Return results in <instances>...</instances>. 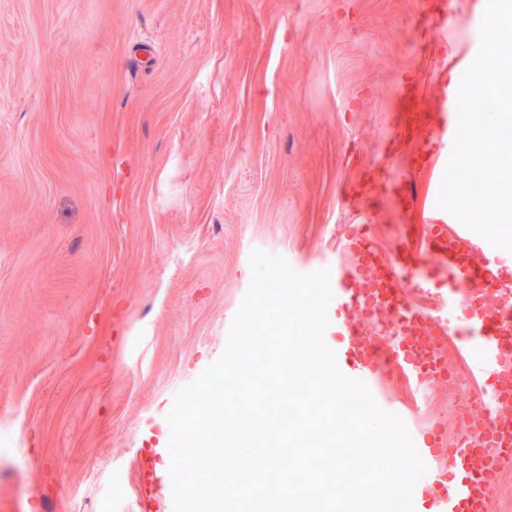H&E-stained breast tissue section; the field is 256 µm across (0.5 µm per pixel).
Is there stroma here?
<instances>
[{
	"instance_id": "obj_1",
	"label": "stroma",
	"mask_w": 512,
	"mask_h": 512,
	"mask_svg": "<svg viewBox=\"0 0 512 512\" xmlns=\"http://www.w3.org/2000/svg\"><path fill=\"white\" fill-rule=\"evenodd\" d=\"M480 8L0 0V512H118L137 427L222 356L253 250L309 269L436 205L444 165L383 146L402 79L432 91ZM352 157L417 209L354 208ZM474 389H434L449 441Z\"/></svg>"
}]
</instances>
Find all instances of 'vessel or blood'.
<instances>
[{"instance_id":"vessel-or-blood-1","label":"vessel or blood","mask_w":512,"mask_h":512,"mask_svg":"<svg viewBox=\"0 0 512 512\" xmlns=\"http://www.w3.org/2000/svg\"><path fill=\"white\" fill-rule=\"evenodd\" d=\"M454 85L440 82L427 98L418 82L406 79L396 103L393 142L401 147L422 142L421 170L447 159L457 129ZM351 203L393 200L401 211L414 201L402 185L355 171L345 185ZM421 225H404L399 243L383 249L370 225L341 240L340 255L325 262L333 298L328 306V345L341 372L366 383L378 405L399 414L427 466L413 493L414 512H490L501 477L512 472V428L487 430L488 415L512 420V313L498 301L501 287L512 284V253L474 238L470 229L446 211L423 210ZM361 287H353L354 279ZM383 311L416 328L430 345L421 352L411 340L385 345L367 339L364 315ZM462 359L476 385L479 412L460 419L461 439L449 443L433 424L421 421L429 394L443 380L449 355ZM395 380L412 403L398 407L381 392V376ZM167 444L151 449L135 476L137 512H174L164 496L146 507L145 494L171 483Z\"/></svg>"}]
</instances>
